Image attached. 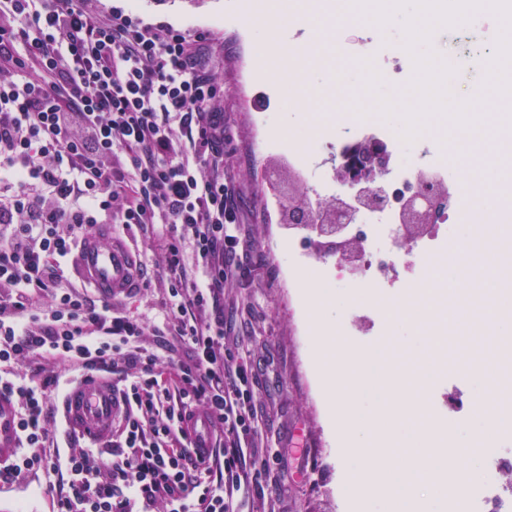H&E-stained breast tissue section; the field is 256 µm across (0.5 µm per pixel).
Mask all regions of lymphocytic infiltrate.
I'll return each instance as SVG.
<instances>
[{"mask_svg":"<svg viewBox=\"0 0 512 512\" xmlns=\"http://www.w3.org/2000/svg\"><path fill=\"white\" fill-rule=\"evenodd\" d=\"M204 34L94 0H0V390L20 449L0 489L42 474L54 512H256L266 472L251 355L224 320L238 190ZM163 225L165 333L66 282L102 219ZM112 377V438L55 443L69 375ZM206 417L213 448L190 434Z\"/></svg>","mask_w":512,"mask_h":512,"instance_id":"obj_1","label":"lymphocytic infiltrate"}]
</instances>
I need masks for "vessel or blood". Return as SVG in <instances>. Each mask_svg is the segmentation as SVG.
<instances>
[{
    "label": "vessel or blood",
    "instance_id": "vessel-or-blood-1",
    "mask_svg": "<svg viewBox=\"0 0 512 512\" xmlns=\"http://www.w3.org/2000/svg\"><path fill=\"white\" fill-rule=\"evenodd\" d=\"M75 269L85 284L112 300L134 296L143 284L135 253L113 239L108 224L97 225L80 246ZM116 412L111 380L90 374L66 383L61 391L59 415L63 432L103 444L112 435ZM19 446L15 402L9 394L0 392V463L13 456Z\"/></svg>",
    "mask_w": 512,
    "mask_h": 512
}]
</instances>
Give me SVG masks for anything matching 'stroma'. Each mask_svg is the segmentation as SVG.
Returning a JSON list of instances; mask_svg holds the SVG:
<instances>
[{"mask_svg":"<svg viewBox=\"0 0 512 512\" xmlns=\"http://www.w3.org/2000/svg\"><path fill=\"white\" fill-rule=\"evenodd\" d=\"M98 5L106 14L120 9L147 23L207 31L224 43L218 59L224 178L239 190L244 252L241 273L226 290L224 319L246 333L257 376L256 405L263 413L268 448L261 512H387L381 498L358 502L347 490L358 462L344 453L345 423L332 420L325 409V383L310 356L314 330L307 314V284L288 254L287 240L273 238L277 222L265 213L269 158L254 149L253 125L256 118L266 119V136L276 149L311 144L318 129L316 113L356 110L366 99L355 75L362 59H372L379 73L389 75L380 87L383 94L402 92L410 77L408 70L393 68L403 51L400 22L379 29L358 14L330 15L321 9L305 25H273L281 48L309 45L319 56L313 64L286 62L283 74L276 76L257 52L264 31L243 21L239 0H98ZM498 33L496 16L483 9L468 26L438 28L429 46L455 53L458 81L468 95L484 84ZM159 243L156 235L139 241L149 276L133 300L117 305L119 312L142 317L151 326L160 324L164 313L159 284L150 276L160 259ZM359 315L367 316L369 332L356 336L351 322ZM334 318L343 340L362 353L391 345L400 351L395 370L386 371L383 382L401 383L398 369H412L411 383L420 390L418 411L426 420L447 424L449 403L468 400L477 387L476 363L485 357L486 345L468 346L463 358L449 359L446 343H421L415 321L389 329V312L380 307L373 289L357 291L338 305ZM469 422L497 432L503 456L512 459V381L501 382L499 399Z\"/></svg>","mask_w":512,"mask_h":512,"instance_id":"obj_1","label":"stroma"}]
</instances>
